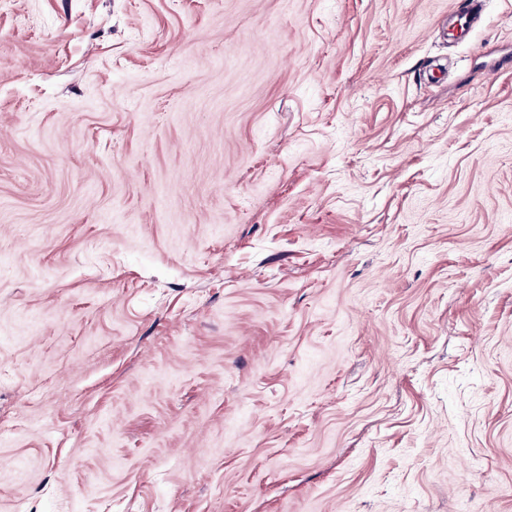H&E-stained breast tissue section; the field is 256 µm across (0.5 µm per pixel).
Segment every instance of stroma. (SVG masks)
Returning <instances> with one entry per match:
<instances>
[{
    "label": "stroma",
    "mask_w": 512,
    "mask_h": 512,
    "mask_svg": "<svg viewBox=\"0 0 512 512\" xmlns=\"http://www.w3.org/2000/svg\"><path fill=\"white\" fill-rule=\"evenodd\" d=\"M0 0V512H512V0Z\"/></svg>",
    "instance_id": "35a3bbf8"
}]
</instances>
